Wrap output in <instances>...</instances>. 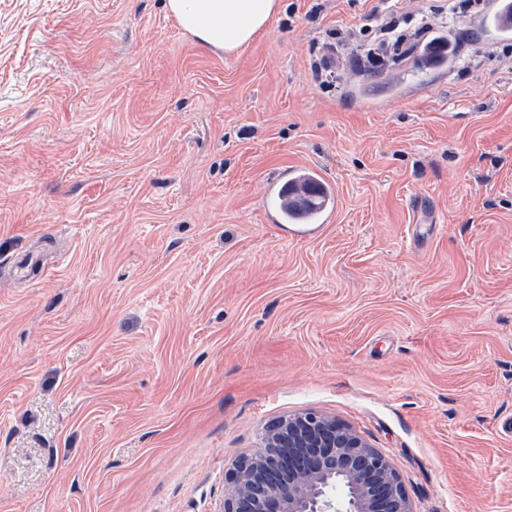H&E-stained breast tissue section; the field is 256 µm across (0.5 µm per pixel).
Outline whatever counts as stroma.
Listing matches in <instances>:
<instances>
[{"instance_id":"1","label":"stroma","mask_w":512,"mask_h":512,"mask_svg":"<svg viewBox=\"0 0 512 512\" xmlns=\"http://www.w3.org/2000/svg\"><path fill=\"white\" fill-rule=\"evenodd\" d=\"M238 51L165 0H0V512H221L278 419L414 512H512V36L448 0H282ZM391 14L456 62L337 60ZM337 191L314 236L265 202ZM288 179L279 183L282 178ZM280 180L275 181L268 187V192L275 195L277 199H281L285 193V188H299L306 183L315 184L320 191V203L318 207L310 210H294L281 209L280 218L291 223L288 225L290 233L297 237H307L313 234L322 223L325 214L333 210L335 203H332L331 196L334 195L332 185L323 180L320 175L311 169H299L290 171Z\"/></svg>"}]
</instances>
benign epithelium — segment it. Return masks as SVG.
I'll list each match as a JSON object with an SVG mask.
<instances>
[{"mask_svg":"<svg viewBox=\"0 0 512 512\" xmlns=\"http://www.w3.org/2000/svg\"><path fill=\"white\" fill-rule=\"evenodd\" d=\"M224 512H413L390 461L315 411L283 417L225 474Z\"/></svg>","mask_w":512,"mask_h":512,"instance_id":"1","label":"benign epithelium"}]
</instances>
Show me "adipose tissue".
Wrapping results in <instances>:
<instances>
[{
    "label": "adipose tissue",
    "mask_w": 512,
    "mask_h": 512,
    "mask_svg": "<svg viewBox=\"0 0 512 512\" xmlns=\"http://www.w3.org/2000/svg\"><path fill=\"white\" fill-rule=\"evenodd\" d=\"M169 14L201 45L233 53L264 30L280 0H166Z\"/></svg>",
    "instance_id": "obj_1"
}]
</instances>
